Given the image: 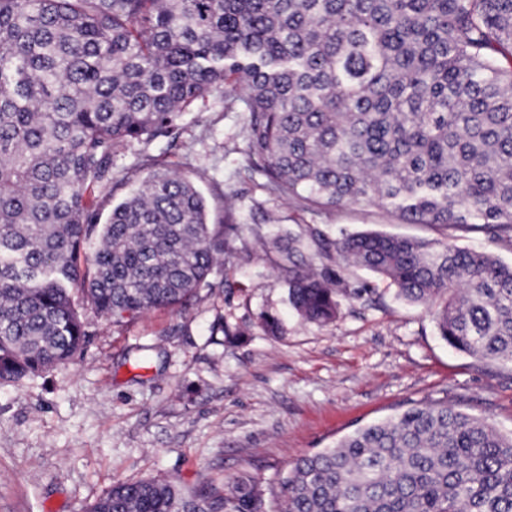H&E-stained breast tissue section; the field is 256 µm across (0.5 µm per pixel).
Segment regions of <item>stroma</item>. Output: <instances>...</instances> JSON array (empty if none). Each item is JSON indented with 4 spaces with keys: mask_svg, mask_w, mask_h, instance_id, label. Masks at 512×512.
<instances>
[{
    "mask_svg": "<svg viewBox=\"0 0 512 512\" xmlns=\"http://www.w3.org/2000/svg\"><path fill=\"white\" fill-rule=\"evenodd\" d=\"M249 115L227 99L196 101L172 130L126 143L101 215L160 168L193 181L226 248L183 304L116 321L85 299L88 332L67 364L0 384V512H86L116 481L163 479L186 492H223L251 479L265 512H279L295 462L359 427L444 403L512 432V363L451 348L432 307L401 298L389 280L350 267L335 321H304L288 302L276 237L327 266L321 232L377 231L452 241L512 264L486 231L406 224L374 206H307L280 195L245 154ZM282 330L265 332L263 315ZM150 354L141 366L142 354Z\"/></svg>",
    "mask_w": 512,
    "mask_h": 512,
    "instance_id": "obj_1",
    "label": "stroma"
}]
</instances>
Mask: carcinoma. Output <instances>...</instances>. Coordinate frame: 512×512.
Segmentation results:
<instances>
[{
    "label": "carcinoma",
    "mask_w": 512,
    "mask_h": 512,
    "mask_svg": "<svg viewBox=\"0 0 512 512\" xmlns=\"http://www.w3.org/2000/svg\"><path fill=\"white\" fill-rule=\"evenodd\" d=\"M232 79L247 156L279 194L367 204L512 246V0H0V380L64 364L86 330L73 291L114 319L192 297L224 254L188 179L154 171L101 220L123 144L172 129ZM318 253L442 301L441 336L512 362V265L378 232ZM281 251L306 321L336 318L338 271ZM285 512H512V434L412 407L300 459ZM224 495L115 482L87 512H264Z\"/></svg>",
    "instance_id": "cac0c4a2"
}]
</instances>
